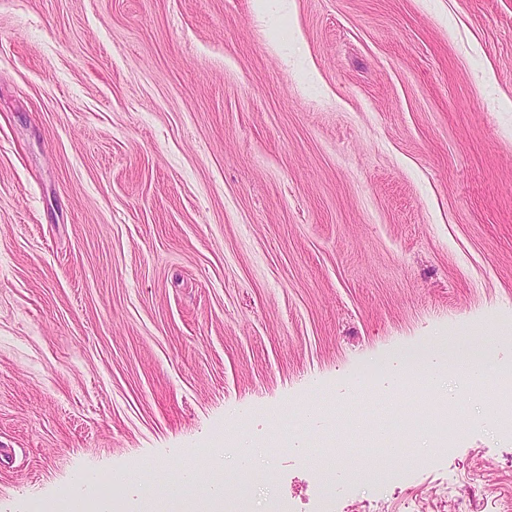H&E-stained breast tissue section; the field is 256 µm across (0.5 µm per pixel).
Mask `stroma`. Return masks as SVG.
<instances>
[{
  "label": "stroma",
  "mask_w": 512,
  "mask_h": 512,
  "mask_svg": "<svg viewBox=\"0 0 512 512\" xmlns=\"http://www.w3.org/2000/svg\"><path fill=\"white\" fill-rule=\"evenodd\" d=\"M443 339L512 354V0H0V512L107 467L204 503L218 439L241 512H493L512 416L454 377L414 401L468 425L325 497L331 406Z\"/></svg>",
  "instance_id": "1"
}]
</instances>
